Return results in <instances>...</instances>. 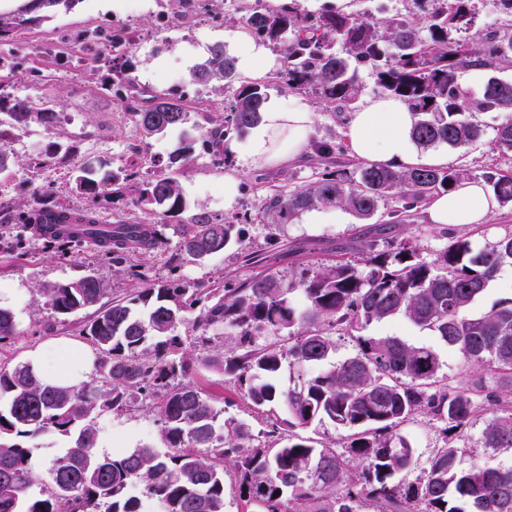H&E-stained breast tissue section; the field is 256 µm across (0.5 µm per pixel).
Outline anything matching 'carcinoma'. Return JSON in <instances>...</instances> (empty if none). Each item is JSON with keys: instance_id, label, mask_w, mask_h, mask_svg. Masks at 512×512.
Segmentation results:
<instances>
[{"instance_id": "carcinoma-1", "label": "carcinoma", "mask_w": 512, "mask_h": 512, "mask_svg": "<svg viewBox=\"0 0 512 512\" xmlns=\"http://www.w3.org/2000/svg\"><path fill=\"white\" fill-rule=\"evenodd\" d=\"M20 8L0 12V69L16 70L13 59L26 49L20 33L59 8L80 0H23ZM418 23L405 19L331 12L317 25H306L297 0L254 12L249 24L256 36L284 44L282 79L292 90L313 89L341 109L357 98V75L335 51L372 66L379 93L403 99L412 110L411 140L421 149L458 148L477 141L481 126L473 112H498L500 152L512 154V80L487 77L480 94L463 91L460 75L512 67V0H498L504 23L484 35L483 46L466 47L448 40V30L468 31L476 0H411ZM93 49L79 57L99 88L111 92L133 113L145 139L183 127L191 112L185 91L175 89L146 98L131 61L135 32L126 26L103 38L96 31L77 37ZM223 82L233 89L231 129L224 117H205L210 128L202 140L184 137L162 164L142 171L140 153L128 168L97 176L82 166L72 175L73 190L84 205L55 198L50 186H36L26 209L0 196V223L82 224L86 236L43 231L40 240L67 260L71 249L94 245L115 264L162 247L159 226L185 209L179 176L191 165L196 144L223 158L224 137L257 125L268 100V84L236 83L237 58L217 45L211 57L195 66L190 83ZM55 120L48 107L0 95V170L9 146L32 119ZM58 143H51L27 164L36 173L53 164ZM499 204H512V176L498 171L482 175ZM468 179L454 167L426 165L394 168L363 165L356 175L328 173L315 187L274 198L273 223L288 224L300 214L324 207L349 210L370 219L389 195L424 198L448 192ZM127 201L147 214L138 220L104 224L99 205ZM448 246L428 261L416 246L401 241L387 253L366 245V270L344 260L310 276L285 281L267 270L235 288L216 282L189 288L177 279L154 282L141 271L140 286L108 303L107 282L96 273L39 289L43 304L60 315L95 308L80 335L97 351V376L72 387L49 384L26 363L0 369V512H138L146 497L161 512H224L225 476L233 473L236 491L251 512H512V466H488L474 458L465 463L457 441L473 420H484L478 442L486 450L512 449V298L470 317L466 309L506 265H512V231L495 235L480 247L470 237L440 228ZM181 250L201 260L234 245L247 261L243 228L205 216L183 225ZM401 316L456 348L472 379L456 385L440 376V361L429 347L396 337L364 336L374 322ZM180 323L192 324V343L208 350L204 359L217 371L235 377L242 397L255 412L275 406L268 439L253 441L235 425L216 435L218 412L189 382L199 358L182 352ZM355 343V353L328 370L307 375L336 349V331ZM13 312L0 307V345L16 338ZM297 367L286 389L276 379L284 363ZM149 403L161 422L163 450L134 448L116 454L98 452L96 418L105 410ZM419 417L443 424L442 446L415 479L414 450L403 427ZM328 422L348 432L341 447L319 444L296 433ZM46 432L66 437L70 446L48 468L49 483L33 496L29 443Z\"/></svg>"}]
</instances>
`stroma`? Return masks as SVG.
<instances>
[{
    "label": "stroma",
    "instance_id": "1",
    "mask_svg": "<svg viewBox=\"0 0 512 512\" xmlns=\"http://www.w3.org/2000/svg\"><path fill=\"white\" fill-rule=\"evenodd\" d=\"M299 4L311 20L329 12H365L381 19L409 21L414 18L408 0H299ZM177 8L176 0H80L72 11L59 13L24 31L20 39L29 46L60 45L86 30L107 34L112 27L128 26L140 35L133 55L141 86L157 91L178 88L189 99L203 105L218 103L220 95L214 84L190 83L189 75L209 57L215 45H223L228 53L237 54L236 35L245 26L231 0H212L208 11L200 13L197 19L178 28H164V13ZM263 49L265 57L272 62L266 75L270 100L300 104L315 114L305 153L284 167L255 165L242 170L238 167V152L248 138L232 133L223 145V166L214 165L211 155L202 152L180 178L187 202L183 220L203 214L216 221L226 219L241 224L247 249L258 255L259 264H246L233 249L201 261L192 260L180 251L177 227L168 225L163 229V247L138 258L142 272L156 281L177 278L191 286L221 282L233 288L264 266L288 280L312 274L339 259L361 263L364 244L369 240L374 241L376 251L386 252L396 243L409 239L417 245L421 257L433 259L446 241L434 236L430 225L425 224L422 214L425 203L420 199L388 197L376 215L365 223L348 210L335 207L325 209L328 221L324 224L310 223L305 213L287 224L272 223L268 205L274 194L308 189L322 175L336 170L353 173L359 161L352 156L345 136L347 112L332 111L311 91L289 89L278 78L282 70V47L267 43ZM31 64H34L31 58L21 59L19 74L1 82L0 90L36 104L52 101L62 132L58 139L61 148L54 164L31 173L27 168L29 157L44 151L53 137L50 128L36 120L21 132L11 145L13 158L8 170L0 173V194L16 201H27L32 183L38 182L54 184L72 204H79V197L70 190L72 168L91 164L104 171H117L125 167L133 152H141L147 159L163 158L176 148L183 134L197 138L202 133L201 128L189 124L185 129H173L150 141H142L134 117L112 93L99 89L84 70L73 66L68 72H58L50 59L44 58L37 64L47 79L39 82L26 76ZM473 119L483 129L481 139L449 151V165L465 170L477 181L491 170L512 173V156L500 153L495 144L500 115L477 112ZM325 144L332 148L327 156L319 152ZM235 169L240 172L239 194L235 204L228 207L224 204V175ZM93 270L116 292L138 285L128 264L103 261L91 246L76 248L70 260L62 261L36 237H19L16 225L0 224V286L17 291V298L10 305L16 317L17 337L0 346V368H12L24 361L30 350L60 338L84 346L80 330L91 316V309L68 316L54 314L44 307L37 289L45 284L77 280ZM364 333L396 337L411 345L432 348L439 356L441 375L459 384L469 377L455 349L433 332L419 329L405 319L371 324ZM193 381L211 399L220 420L245 424L251 438H264L269 418L249 409L234 378L202 365ZM96 423L100 435L111 438L113 451L159 444L157 416L147 405L131 412L102 413Z\"/></svg>",
    "mask_w": 512,
    "mask_h": 512
}]
</instances>
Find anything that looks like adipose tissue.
<instances>
[{
	"label": "adipose tissue",
	"instance_id": "adipose-tissue-1",
	"mask_svg": "<svg viewBox=\"0 0 512 512\" xmlns=\"http://www.w3.org/2000/svg\"><path fill=\"white\" fill-rule=\"evenodd\" d=\"M412 122L413 115L403 100L371 96L351 113L346 137L355 157L379 165L410 166L423 161L434 167L447 166L448 158L441 153L419 158L409 138ZM313 124L314 114L309 109L283 102L269 104L239 156L240 168L281 166L298 160L308 146ZM495 207L483 183L465 181L451 191L433 194L424 218L430 224L474 227L487 223ZM27 362L37 375L56 385L80 383L94 372L90 353L64 343L30 351Z\"/></svg>",
	"mask_w": 512,
	"mask_h": 512
}]
</instances>
